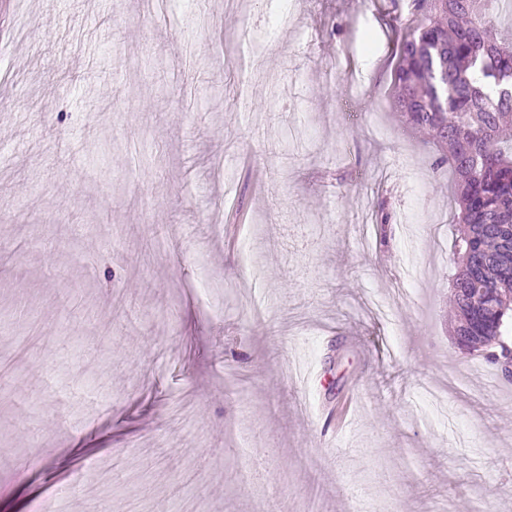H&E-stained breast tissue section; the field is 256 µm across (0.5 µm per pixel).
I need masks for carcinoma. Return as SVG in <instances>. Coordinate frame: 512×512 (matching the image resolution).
Instances as JSON below:
<instances>
[{"instance_id":"cac0c4a2","label":"carcinoma","mask_w":512,"mask_h":512,"mask_svg":"<svg viewBox=\"0 0 512 512\" xmlns=\"http://www.w3.org/2000/svg\"><path fill=\"white\" fill-rule=\"evenodd\" d=\"M500 2L406 0L392 98L407 130L446 147L454 175L455 343L512 382V32L493 23Z\"/></svg>"}]
</instances>
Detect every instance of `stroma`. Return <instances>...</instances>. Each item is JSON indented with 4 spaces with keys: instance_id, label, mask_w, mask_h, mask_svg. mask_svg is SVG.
<instances>
[{
    "instance_id": "35a3bbf8",
    "label": "stroma",
    "mask_w": 512,
    "mask_h": 512,
    "mask_svg": "<svg viewBox=\"0 0 512 512\" xmlns=\"http://www.w3.org/2000/svg\"><path fill=\"white\" fill-rule=\"evenodd\" d=\"M6 5L0 512H512L400 0Z\"/></svg>"
}]
</instances>
